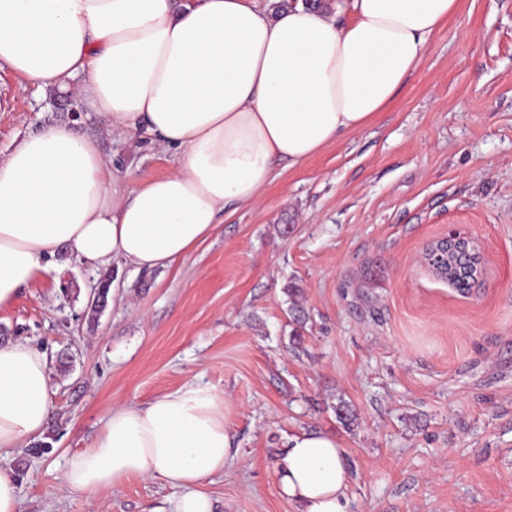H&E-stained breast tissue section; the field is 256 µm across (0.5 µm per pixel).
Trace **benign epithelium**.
Instances as JSON below:
<instances>
[{"label":"benign epithelium","instance_id":"obj_1","mask_svg":"<svg viewBox=\"0 0 512 512\" xmlns=\"http://www.w3.org/2000/svg\"><path fill=\"white\" fill-rule=\"evenodd\" d=\"M480 247L473 238L455 227L443 236L430 241L420 255L419 262L440 278L456 276L459 266H467L472 278L480 273Z\"/></svg>","mask_w":512,"mask_h":512}]
</instances>
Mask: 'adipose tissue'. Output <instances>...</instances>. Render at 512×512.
<instances>
[{"label":"adipose tissue","mask_w":512,"mask_h":512,"mask_svg":"<svg viewBox=\"0 0 512 512\" xmlns=\"http://www.w3.org/2000/svg\"><path fill=\"white\" fill-rule=\"evenodd\" d=\"M457 0H0V64L70 96L106 132H143L174 170L129 186L96 139L58 123L0 159V309L56 270L59 251L99 268L167 269L213 233L228 207L258 200L292 168L366 128L424 61ZM353 18L338 22L342 10ZM45 352L0 345V452L41 436L54 407ZM227 405L189 382L113 408L61 474L73 495L138 476L182 491L172 512H211L204 486L234 460ZM345 451L290 438L274 465L298 512H349Z\"/></svg>","instance_id":"1"}]
</instances>
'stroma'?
Returning <instances> with one entry per match:
<instances>
[{
    "label": "stroma",
    "mask_w": 512,
    "mask_h": 512,
    "mask_svg": "<svg viewBox=\"0 0 512 512\" xmlns=\"http://www.w3.org/2000/svg\"><path fill=\"white\" fill-rule=\"evenodd\" d=\"M55 123L97 138L130 185L174 164L1 67L0 157ZM452 224L483 257L465 292L418 263ZM56 265L0 310L1 342L47 353L55 405L0 458L23 512L168 507L178 488L131 477L72 496L60 475L113 405L191 380L223 394L238 450L205 487L214 512H297L274 464L302 432L344 448L351 512H512V0H458L367 128L225 213L185 263Z\"/></svg>",
    "instance_id": "35a3bbf8"
}]
</instances>
